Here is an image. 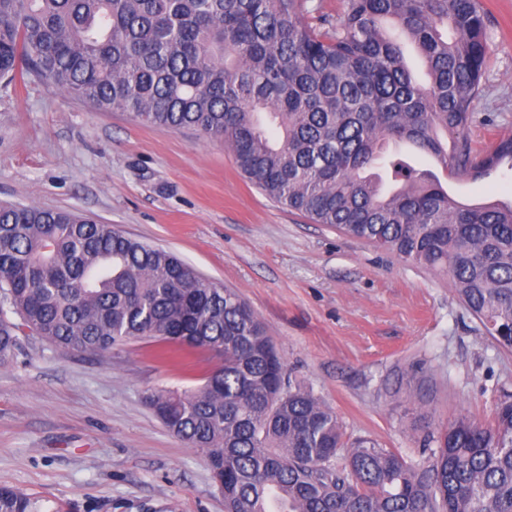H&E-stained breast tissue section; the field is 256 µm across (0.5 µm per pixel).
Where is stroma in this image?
I'll return each mask as SVG.
<instances>
[{
  "label": "stroma",
  "mask_w": 512,
  "mask_h": 512,
  "mask_svg": "<svg viewBox=\"0 0 512 512\" xmlns=\"http://www.w3.org/2000/svg\"><path fill=\"white\" fill-rule=\"evenodd\" d=\"M481 4L493 51L469 138L485 152L512 136V0ZM436 172L462 201L512 200L511 177ZM0 201L112 225L234 289L346 441L369 437L421 465L428 435L462 413L489 421L512 393V351L447 276L288 211L199 131L99 112L35 79L0 84ZM196 385L143 340L90 355L21 336L0 365V486L43 512H224L204 452L145 401Z\"/></svg>",
  "instance_id": "35a3bbf8"
}]
</instances>
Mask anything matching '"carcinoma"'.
<instances>
[{
    "instance_id": "carcinoma-1",
    "label": "carcinoma",
    "mask_w": 512,
    "mask_h": 512,
    "mask_svg": "<svg viewBox=\"0 0 512 512\" xmlns=\"http://www.w3.org/2000/svg\"><path fill=\"white\" fill-rule=\"evenodd\" d=\"M303 0H0V80L32 76L155 126L224 141L266 196L313 224L448 277L485 333L512 348V203L448 194L408 145L473 180L512 160L468 131L491 51L480 0H345L336 25ZM421 58L428 85L407 63ZM90 354L131 339L184 365L221 361L187 391L147 396L207 456L225 512H512V395L467 415L417 466L287 379L266 328L176 254L74 213L0 204V364L25 331ZM346 450V465L336 464ZM0 512H39L0 486Z\"/></svg>"
}]
</instances>
